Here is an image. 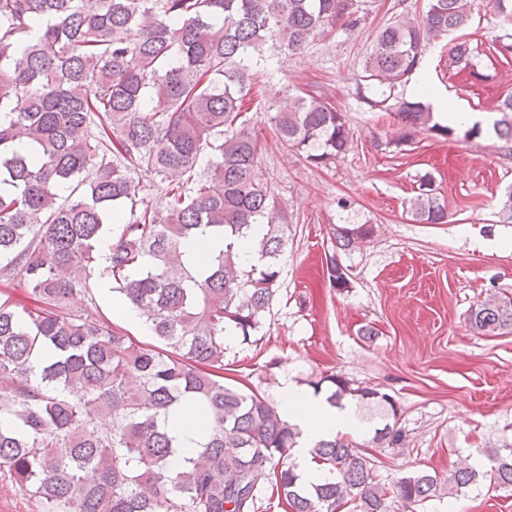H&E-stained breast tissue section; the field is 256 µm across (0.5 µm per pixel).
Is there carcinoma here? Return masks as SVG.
<instances>
[{"label": "carcinoma", "mask_w": 512, "mask_h": 512, "mask_svg": "<svg viewBox=\"0 0 512 512\" xmlns=\"http://www.w3.org/2000/svg\"><path fill=\"white\" fill-rule=\"evenodd\" d=\"M476 6L428 0L421 16L385 24L361 78L390 89L408 80L426 44ZM357 13V0H0V471L37 512H255L265 492L291 512H395L444 480L458 490L478 481L463 466L384 482L376 460L335 438L310 451L331 477L303 487L286 462L300 430L224 383L226 337L249 343L263 327L288 252V212L258 174L261 143L242 120L254 68L268 42L297 52L340 23L355 27ZM286 93L269 118L281 143L316 167L345 155L344 112L314 90ZM497 110L495 132L512 140V96ZM397 115L398 144L420 130L448 135L420 100L398 102ZM137 171L161 179L163 208L136 211ZM419 190L412 219L446 223L433 177ZM207 233L224 249L194 268L184 245ZM373 233L332 228L343 253ZM98 266L153 342L99 309ZM350 272L327 262L332 288L348 287ZM467 321L479 333L512 328V302L487 298ZM325 382L333 405L378 398L397 413L340 375L314 390ZM185 399L208 421L175 468L170 417ZM404 441L388 424L373 437L382 448ZM492 459L490 479L512 489V451Z\"/></svg>", "instance_id": "obj_1"}]
</instances>
